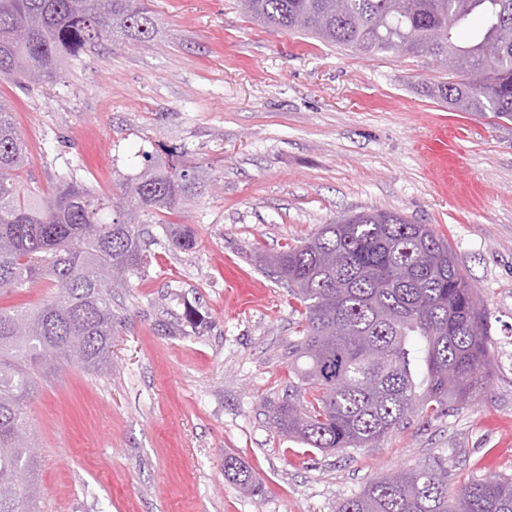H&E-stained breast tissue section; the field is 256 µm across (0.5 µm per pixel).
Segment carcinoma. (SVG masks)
<instances>
[{
    "label": "carcinoma",
    "mask_w": 512,
    "mask_h": 512,
    "mask_svg": "<svg viewBox=\"0 0 512 512\" xmlns=\"http://www.w3.org/2000/svg\"><path fill=\"white\" fill-rule=\"evenodd\" d=\"M253 20L362 55L429 56L451 73L431 95L461 112L512 122V0H242ZM158 17L142 0H0V77L28 91L101 42L150 41ZM447 32L441 42L432 32ZM143 163L99 194L74 171L51 192L21 179L28 150L0 99V293L48 280L32 311H0V512H34L38 455L28 409L63 364L112 363V285L140 273L144 217L201 193V178L141 150ZM189 251L195 238L173 228ZM299 303L288 344L297 382L277 405V432L322 453L369 448L411 415L455 411L487 387L493 357L484 306L452 247L427 224L374 210L341 215L306 241L259 258ZM112 275L101 279L100 271ZM24 484L18 483L19 476ZM224 476L258 495L250 468L224 455ZM337 512H512V475L450 489L431 464L369 481Z\"/></svg>",
    "instance_id": "1"
}]
</instances>
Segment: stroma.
Returning a JSON list of instances; mask_svg holds the SVG:
<instances>
[{
    "instance_id": "35a3bbf8",
    "label": "stroma",
    "mask_w": 512,
    "mask_h": 512,
    "mask_svg": "<svg viewBox=\"0 0 512 512\" xmlns=\"http://www.w3.org/2000/svg\"><path fill=\"white\" fill-rule=\"evenodd\" d=\"M153 41H108L33 93L0 78L51 190L77 169L115 190L139 149L205 189L151 225L148 263L115 299L112 368L66 366L29 408L38 512H336L367 482L421 464L451 487L512 474V124L426 95L438 62L361 56L253 23L239 0H147ZM430 225L484 304L495 368L475 404L421 414L375 447L322 453L271 416L294 380L299 315L258 255L348 213ZM195 234L173 249L167 225ZM234 454L261 493L224 476Z\"/></svg>"
}]
</instances>
